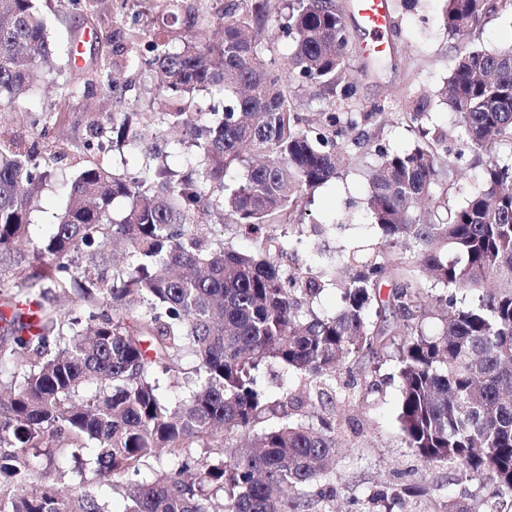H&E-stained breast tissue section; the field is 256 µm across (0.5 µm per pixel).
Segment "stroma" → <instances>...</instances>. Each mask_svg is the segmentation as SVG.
Here are the masks:
<instances>
[{
    "instance_id": "35a3bbf8",
    "label": "stroma",
    "mask_w": 512,
    "mask_h": 512,
    "mask_svg": "<svg viewBox=\"0 0 512 512\" xmlns=\"http://www.w3.org/2000/svg\"><path fill=\"white\" fill-rule=\"evenodd\" d=\"M336 4L347 26L346 68L356 86V102L367 110L380 107L386 116L359 121L346 138L351 162L339 170L336 178L306 196L302 206L292 212L289 225L277 228V235L303 239L285 259L294 268L308 267L322 254L330 256L356 247L371 252L380 246L382 234L368 216V179L380 163V150H407L421 140L417 128L397 117L406 102L429 96L427 126L430 131L447 135L448 165L457 187L452 204H463L479 185L486 163L485 157L463 146L462 127L440 95L458 47L441 24L444 0H393L395 24L388 35V47L374 57L364 51L368 39L355 18L353 0H336ZM148 7L147 0H103L104 36L94 45L98 60L112 58V42L106 34L113 20L131 18ZM128 76L135 88L121 102H114L111 94L98 86L67 98L63 95L66 61L57 57L54 85L18 99V112H0V135L34 143L39 132L34 119L48 112L69 113L62 134L50 139L46 150L51 154L65 152L63 168L76 173L90 120L116 108L145 112L152 107L159 75L132 69ZM65 204L66 197L57 184L45 186L40 208L31 217V247H40L54 215ZM377 381L378 390L357 385L349 400L339 404L337 414L347 444L338 449L331 473L338 493L334 500L315 503L309 512H360L363 501L394 483L414 486L415 491L403 496L393 512H446L449 497H463L472 490V482L458 480L456 471L445 466L427 468L407 447L398 420L401 392L395 361L382 365Z\"/></svg>"
}]
</instances>
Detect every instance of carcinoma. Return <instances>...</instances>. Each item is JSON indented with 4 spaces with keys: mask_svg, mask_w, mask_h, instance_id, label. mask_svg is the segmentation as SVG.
Segmentation results:
<instances>
[{
    "mask_svg": "<svg viewBox=\"0 0 512 512\" xmlns=\"http://www.w3.org/2000/svg\"><path fill=\"white\" fill-rule=\"evenodd\" d=\"M38 0H0V111L34 91L52 55ZM508 0H444L448 37L474 34ZM162 27L134 16L112 27V64L71 67L67 93L89 70L123 98L135 66L158 71V108L114 112L90 123L83 149L138 150L143 164L118 175L91 160L63 183L65 209L42 246L28 252L31 214L56 178L41 153L0 138V273L24 271L0 314V512H109L89 490L36 483L58 461L83 460L82 484L106 478L123 512H307V489L336 497L329 463L343 446L336 410L357 378L339 371L360 353L398 343L407 447L427 467L450 466L477 481L472 499L512 512V161L491 157L484 185L450 207L448 146L439 136L412 150L381 152L368 210L386 245L353 250L325 268H287L288 242L267 233L287 223L306 192L336 177L340 139L357 122L346 80L348 36L334 0H159ZM288 41L282 67L263 56L272 17ZM81 33H69L71 62ZM333 102L316 125L293 107V82ZM468 148L512 145V47L466 49L442 91ZM428 101L399 113L423 128ZM192 149L181 171L167 147ZM247 163L246 176L225 180ZM117 199L125 208L111 215ZM218 214L252 237L236 250L204 233ZM428 276L448 288L434 295ZM389 286L381 296L382 285ZM328 285L338 305L311 303ZM479 292L476 302L466 298ZM439 320L436 330L429 320ZM190 360L184 367L183 361ZM300 374L302 393L272 397L263 378ZM186 389L172 401L169 389ZM276 426L256 431L264 420ZM222 449L213 463L187 449ZM48 449L40 473L31 448ZM168 455L160 471L145 460Z\"/></svg>",
    "mask_w": 512,
    "mask_h": 512,
    "instance_id": "obj_1",
    "label": "carcinoma"
}]
</instances>
